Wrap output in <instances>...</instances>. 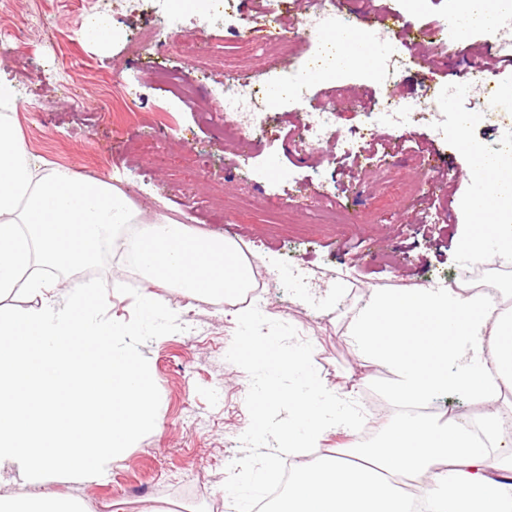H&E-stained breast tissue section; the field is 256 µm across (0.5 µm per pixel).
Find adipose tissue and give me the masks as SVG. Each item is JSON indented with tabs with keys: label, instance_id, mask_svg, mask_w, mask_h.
<instances>
[{
	"label": "adipose tissue",
	"instance_id": "adipose-tissue-1",
	"mask_svg": "<svg viewBox=\"0 0 512 512\" xmlns=\"http://www.w3.org/2000/svg\"><path fill=\"white\" fill-rule=\"evenodd\" d=\"M494 159L502 188L467 201L466 250L476 260L512 257V153ZM349 335L360 357L393 373L389 394L400 406L422 407L438 393L466 389L484 408L486 440L476 441L453 417L404 416L387 425L378 442L354 443L300 470L275 512H407L394 480L422 476L427 512H512V483L490 474L512 470V448H497L504 418L499 398L512 391V309L463 287L376 288ZM233 355L264 369L250 390L262 407L251 436L270 449L271 465L314 452L329 432L359 435L361 416L350 393L322 385L306 351L246 340ZM286 372L299 380L289 392L278 386ZM271 407L277 416L268 415Z\"/></svg>",
	"mask_w": 512,
	"mask_h": 512
}]
</instances>
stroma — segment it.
<instances>
[{"mask_svg":"<svg viewBox=\"0 0 512 512\" xmlns=\"http://www.w3.org/2000/svg\"><path fill=\"white\" fill-rule=\"evenodd\" d=\"M350 6L367 11V32L383 8L400 11L415 30L451 13L449 0H350ZM93 7L111 17L116 31L103 51L72 36ZM235 7L238 20L204 32V54L215 63L201 73L180 48L183 33L200 23L193 8L179 10L166 0H0V29L10 33L0 40V82L19 93L14 122L30 152L121 188L135 198L142 218L162 214L203 233L232 232L257 267L277 271L278 279L263 288L262 313L293 325L312 343L323 383L355 400L376 401L363 426L383 430L403 415L384 389L393 375L356 355L349 325L371 289L438 288L473 272L463 248L471 159L426 117L427 91L451 84L469 60L487 59L491 47L512 39V29L463 35L448 49L387 41L383 55L420 53L429 66L384 80L357 70L311 82L303 103L277 105L263 128L246 131L256 148L245 155L213 120L224 105V64L266 67L270 58L262 51L238 54L239 20L255 3L235 0ZM173 13L181 26L170 31L167 46L146 48L145 37ZM160 67L202 76L207 94L183 100L155 80ZM390 97L414 105L418 119L405 127L371 126L372 109ZM322 105L335 109L334 132L321 150H302L306 113ZM430 155L447 168L451 187L409 199L407 188L421 181ZM321 192L329 206L358 212V219L320 223ZM296 267L316 289L291 284ZM101 275L109 288L108 316L130 319L133 300L115 287L144 289L142 274L117 250ZM155 293L183 326L140 347L161 397L156 429L97 479L2 482L0 495L80 498L91 512H221L227 468L242 457L239 438L249 425V377L226 359L236 325L225 316V303L192 300L174 288Z\"/></svg>","mask_w":512,"mask_h":512,"instance_id":"35a3bbf8","label":"stroma"}]
</instances>
